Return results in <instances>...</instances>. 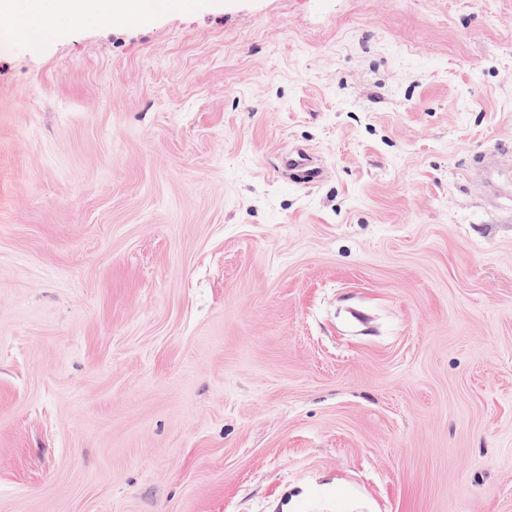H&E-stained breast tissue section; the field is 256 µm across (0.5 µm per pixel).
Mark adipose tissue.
I'll list each match as a JSON object with an SVG mask.
<instances>
[{
  "label": "adipose tissue",
  "instance_id": "obj_1",
  "mask_svg": "<svg viewBox=\"0 0 512 512\" xmlns=\"http://www.w3.org/2000/svg\"><path fill=\"white\" fill-rule=\"evenodd\" d=\"M159 9V0H25L21 11L0 25L14 36L34 41L55 33L64 20L95 25L116 18L138 21Z\"/></svg>",
  "mask_w": 512,
  "mask_h": 512
}]
</instances>
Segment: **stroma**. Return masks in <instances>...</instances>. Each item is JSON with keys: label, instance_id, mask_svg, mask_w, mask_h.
Returning a JSON list of instances; mask_svg holds the SVG:
<instances>
[{"label": "stroma", "instance_id": "stroma-1", "mask_svg": "<svg viewBox=\"0 0 512 512\" xmlns=\"http://www.w3.org/2000/svg\"><path fill=\"white\" fill-rule=\"evenodd\" d=\"M507 154L512 0L11 39L0 512H512Z\"/></svg>", "mask_w": 512, "mask_h": 512}]
</instances>
